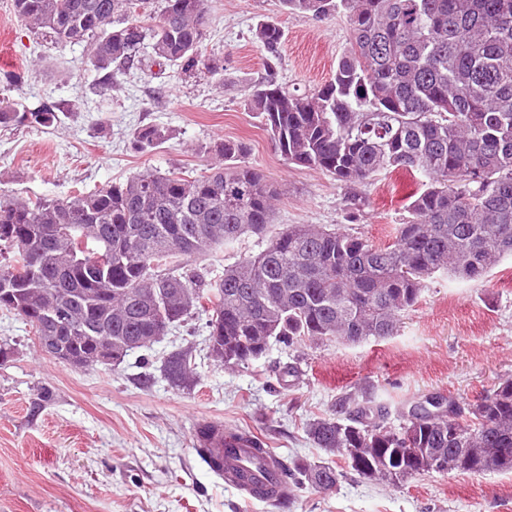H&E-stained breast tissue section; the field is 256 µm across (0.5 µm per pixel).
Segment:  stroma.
<instances>
[{
  "label": "stroma",
  "mask_w": 512,
  "mask_h": 512,
  "mask_svg": "<svg viewBox=\"0 0 512 512\" xmlns=\"http://www.w3.org/2000/svg\"><path fill=\"white\" fill-rule=\"evenodd\" d=\"M0 0V98L32 106L60 105L49 127H0V189L23 200L69 199L146 171L196 175L213 164L214 140L242 142L249 165L279 188L268 235L287 224L335 225L384 246L421 189L419 175L399 169L374 184L347 185L318 170L287 163L245 105L247 90L265 74L266 53L254 39L263 20L284 30L278 76L304 94L328 82L349 47L346 12L319 22L285 12L279 0H204L203 43L219 74H184L142 59L98 85L85 48H60L30 29ZM19 76L8 84L9 76ZM166 139L144 151L133 146L142 127ZM364 200L357 222L346 199ZM262 243L249 236L191 257L199 273L219 274ZM207 313L199 312L147 348L117 364L75 369L45 354L33 328L0 310V512H512V471L425 473L392 486L333 464L336 488L296 491L288 509L244 503L214 476L193 442L194 428L216 420L256 434L281 458L315 463L325 455L304 431L306 422L335 413L339 402L372 400L398 424L405 400L442 396L475 403L512 379V260L482 281L445 274L427 283L418 304L391 337L340 340L295 351L272 347L248 366L227 367L208 355ZM192 352L189 382L163 375L166 357ZM297 367L280 384L279 370ZM53 398L38 404L37 389Z\"/></svg>",
  "instance_id": "obj_1"
}]
</instances>
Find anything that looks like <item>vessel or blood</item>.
<instances>
[{
    "mask_svg": "<svg viewBox=\"0 0 512 512\" xmlns=\"http://www.w3.org/2000/svg\"><path fill=\"white\" fill-rule=\"evenodd\" d=\"M193 438L198 447L205 449L215 476L238 477L246 488L256 490L257 501L274 505L281 500L284 480L277 473L276 454L254 457L248 442L237 439L233 431L216 421L198 425Z\"/></svg>",
    "mask_w": 512,
    "mask_h": 512,
    "instance_id": "vessel-or-blood-1",
    "label": "vessel or blood"
}]
</instances>
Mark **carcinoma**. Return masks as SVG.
I'll list each match as a JSON object with an SVG mask.
<instances>
[{"instance_id":"1","label":"carcinoma","mask_w":512,"mask_h":512,"mask_svg":"<svg viewBox=\"0 0 512 512\" xmlns=\"http://www.w3.org/2000/svg\"><path fill=\"white\" fill-rule=\"evenodd\" d=\"M284 11L318 21L344 8L351 47L328 83L307 95L287 91L275 60L284 32L273 21L254 36L267 53L266 74L249 89L275 151L289 163L369 185L383 172L405 169L425 179L379 247L341 228L290 224L260 252L205 276L181 259L246 235H262L277 186L246 161V147H209L224 158L204 173L151 171L68 200L13 198L0 189V308L22 317L39 339L59 335L53 314L76 323L69 354L99 364L98 337L111 338L124 359L153 343L159 315L175 325L206 311L214 355L245 366L272 343L350 344L394 335L440 271L481 281L512 258V0H280ZM147 0H12L14 14L52 34L62 47L87 43L102 83L114 85L136 58L148 56L190 72L217 74L203 49L204 0H165L157 14ZM55 104L0 100V126L49 127ZM166 139L146 126L139 149ZM166 378L192 373L189 353L169 356ZM314 444L344 459L358 475L397 485L428 472L512 471V379L465 409L438 398L410 407L390 426L385 409L366 400L339 415L306 423ZM335 466L292 461V490H329Z\"/></svg>"}]
</instances>
